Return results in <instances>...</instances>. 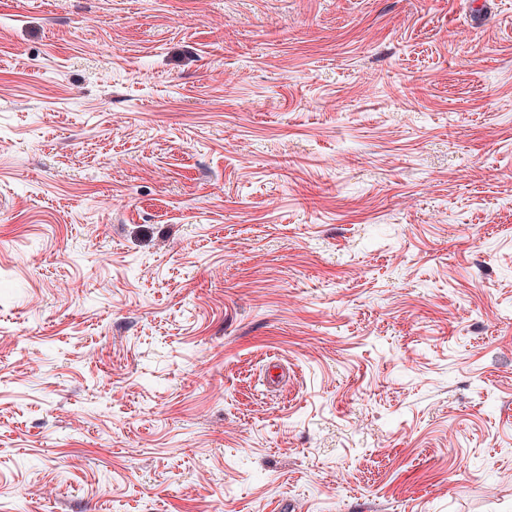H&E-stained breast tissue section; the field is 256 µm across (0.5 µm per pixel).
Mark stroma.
I'll return each instance as SVG.
<instances>
[{"instance_id": "stroma-1", "label": "stroma", "mask_w": 512, "mask_h": 512, "mask_svg": "<svg viewBox=\"0 0 512 512\" xmlns=\"http://www.w3.org/2000/svg\"><path fill=\"white\" fill-rule=\"evenodd\" d=\"M512 512V0H0V512Z\"/></svg>"}]
</instances>
